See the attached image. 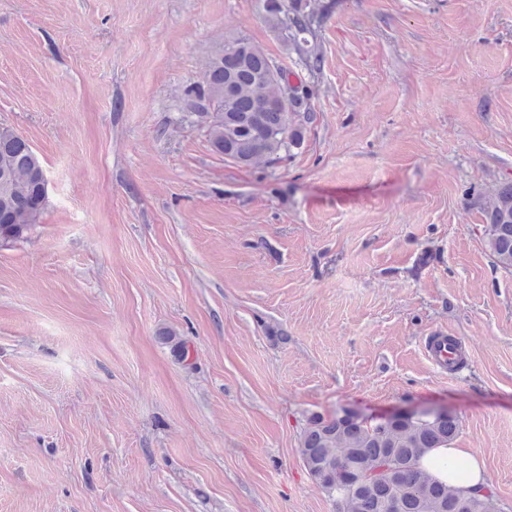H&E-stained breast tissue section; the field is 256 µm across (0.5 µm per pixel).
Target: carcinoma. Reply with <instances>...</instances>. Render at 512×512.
<instances>
[{
    "instance_id": "1",
    "label": "carcinoma",
    "mask_w": 512,
    "mask_h": 512,
    "mask_svg": "<svg viewBox=\"0 0 512 512\" xmlns=\"http://www.w3.org/2000/svg\"><path fill=\"white\" fill-rule=\"evenodd\" d=\"M267 20L296 55L286 68L247 35L229 38L209 62L205 84L187 91L190 111L212 149L240 169L261 160L274 173L291 163L314 119L309 81L321 70L317 33L325 14L310 0H265ZM42 162L27 139L0 126V246L25 240L48 196ZM484 236L495 265L512 270V183L484 206ZM457 415L423 412L389 419L352 410L312 416L299 454L308 474L343 505L344 512H498L492 489L463 497L427 474L420 457L451 444Z\"/></svg>"
}]
</instances>
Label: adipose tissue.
<instances>
[{
  "label": "adipose tissue",
  "mask_w": 512,
  "mask_h": 512,
  "mask_svg": "<svg viewBox=\"0 0 512 512\" xmlns=\"http://www.w3.org/2000/svg\"><path fill=\"white\" fill-rule=\"evenodd\" d=\"M420 466L434 478L449 487L478 493L486 485L485 466L477 455L467 448H432L421 458Z\"/></svg>",
  "instance_id": "obj_1"
}]
</instances>
